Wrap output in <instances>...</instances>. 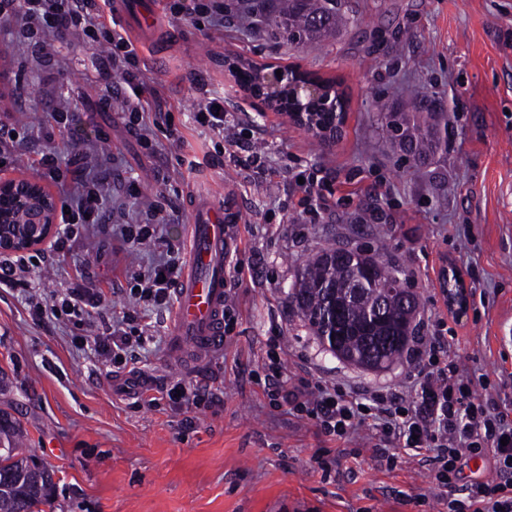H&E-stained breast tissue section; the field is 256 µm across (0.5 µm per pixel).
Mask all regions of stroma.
Instances as JSON below:
<instances>
[{"instance_id":"stroma-1","label":"stroma","mask_w":512,"mask_h":512,"mask_svg":"<svg viewBox=\"0 0 512 512\" xmlns=\"http://www.w3.org/2000/svg\"><path fill=\"white\" fill-rule=\"evenodd\" d=\"M155 9L173 37L136 44L140 66L159 91L149 107L172 123L153 128L151 146L122 120L125 85L97 80L99 57L62 41L44 71L21 68L34 46L0 23V93L19 88L0 123L40 125L68 107L86 134L88 153L111 161L96 176L124 199L129 186L171 215L162 236L184 245L189 188L224 198L239 210L236 258L243 282L233 285V346L213 352L197 373L168 359L170 313L143 311L153 342L138 364L148 390L179 380L208 387V409L136 403L120 384L128 367L84 359L58 324L34 323L16 293L0 291V412L27 432L26 446L55 475L43 512H440L427 468L388 469L369 452L341 455L337 441L270 405L253 375L262 348L278 343L290 378L359 390H398L414 369L406 359L371 371L334 356L292 309L288 294L303 263L337 243L367 251L384 247L420 301L416 333L444 322L451 356L490 380L512 373V0H347L352 22L340 36L298 45L238 20L239 0H224V30L205 17L175 19L170 0H137ZM242 59L306 70L343 83L349 103L333 146L276 113L259 119L229 69ZM421 88L425 109L444 113L445 145L431 163L410 168L386 142L377 102L404 103ZM224 98L220 135L196 129L200 99ZM182 133L173 144L170 130ZM71 159L65 133L32 134L20 144L16 171L31 172L42 152ZM194 169H187V162ZM311 175L324 203L318 214L296 212L294 177ZM158 248L128 252L103 230L76 239L33 287H69L86 270L111 301L125 304V271L149 266ZM465 269L469 304L449 313L438 276L443 262ZM336 451L323 476L313 455ZM429 494L417 505L416 494Z\"/></svg>"}]
</instances>
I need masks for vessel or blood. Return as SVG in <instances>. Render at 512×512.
Masks as SVG:
<instances>
[{
  "instance_id": "vessel-or-blood-1",
  "label": "vessel or blood",
  "mask_w": 512,
  "mask_h": 512,
  "mask_svg": "<svg viewBox=\"0 0 512 512\" xmlns=\"http://www.w3.org/2000/svg\"><path fill=\"white\" fill-rule=\"evenodd\" d=\"M238 217L224 204L195 195L186 227V266L172 288L175 299L169 357L185 371L205 364L224 346L228 263L237 244L230 230Z\"/></svg>"
}]
</instances>
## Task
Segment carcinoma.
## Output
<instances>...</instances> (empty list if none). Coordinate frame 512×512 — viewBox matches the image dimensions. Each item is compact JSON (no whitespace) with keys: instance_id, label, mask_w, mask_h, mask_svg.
<instances>
[{"instance_id":"1","label":"carcinoma","mask_w":512,"mask_h":512,"mask_svg":"<svg viewBox=\"0 0 512 512\" xmlns=\"http://www.w3.org/2000/svg\"><path fill=\"white\" fill-rule=\"evenodd\" d=\"M344 0H276L265 12L273 35L299 44L336 36L347 27ZM331 102L311 101L306 113L332 111V102L345 97L339 84L329 81ZM423 99L415 95L401 109L381 107L386 139L405 152L410 166L441 149L440 130L418 113ZM401 271L378 252L329 248L302 266L289 295L297 313L313 335L337 358L365 368L379 369L400 358L414 336L415 295L403 300L406 291ZM357 278L366 288L359 299L347 298L344 285ZM26 433L17 422H0V512H40L49 500V470L23 448Z\"/></svg>"}]
</instances>
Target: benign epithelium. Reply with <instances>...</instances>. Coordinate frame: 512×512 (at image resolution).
<instances>
[{
    "instance_id": "benign-epithelium-1",
    "label": "benign epithelium",
    "mask_w": 512,
    "mask_h": 512,
    "mask_svg": "<svg viewBox=\"0 0 512 512\" xmlns=\"http://www.w3.org/2000/svg\"><path fill=\"white\" fill-rule=\"evenodd\" d=\"M287 85L288 97L295 103V111L286 112L292 123L301 120L302 99L314 96L313 86L299 68L281 71L266 69L264 85L272 90ZM58 207L47 186L39 179L27 175L0 171V254H21L44 245L57 233ZM458 269L446 267L441 280L448 283L445 290L450 310H464L468 305V288Z\"/></svg>"
}]
</instances>
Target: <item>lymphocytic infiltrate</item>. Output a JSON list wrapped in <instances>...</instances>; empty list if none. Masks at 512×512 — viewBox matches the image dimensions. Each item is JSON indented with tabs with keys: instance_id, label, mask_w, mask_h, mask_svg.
Returning <instances> with one entry per match:
<instances>
[{
	"instance_id": "lymphocytic-infiltrate-1",
	"label": "lymphocytic infiltrate",
	"mask_w": 512,
	"mask_h": 512,
	"mask_svg": "<svg viewBox=\"0 0 512 512\" xmlns=\"http://www.w3.org/2000/svg\"><path fill=\"white\" fill-rule=\"evenodd\" d=\"M101 11L97 0H0V19H7L21 38L36 39L37 62L50 59L55 42L65 38L101 45L105 59L98 79H119L127 85L123 112L129 124L147 132L169 122V114L146 110L143 95L151 85L137 66L136 50L120 31L105 27ZM107 199L104 183L81 181L74 197L62 202L63 232L50 252L65 251L80 233L103 225L111 238L133 251L160 242L161 227L169 221L161 207L144 204L138 221L108 226ZM47 254L0 257V288L18 291L34 322L68 327L73 348L87 357L109 365L136 362L148 338L130 336L126 327L140 304L172 306L171 288L182 269L178 249L167 246L165 259L127 270L130 306L110 322L98 313L104 301L101 290L84 275L49 295L31 288L29 276L47 264ZM408 360L415 373L404 391L360 394L319 382H292L280 356L270 352L261 364L263 391L269 400L286 404L289 415L312 424L319 435L346 444L367 443L373 459L388 468L417 458L428 465L444 494L453 488L466 457L486 459L497 480L471 483L466 504L447 501L448 512H512V414L490 394L488 376L461 369L450 358L445 337L436 332L419 337L408 350Z\"/></svg>"
}]
</instances>
